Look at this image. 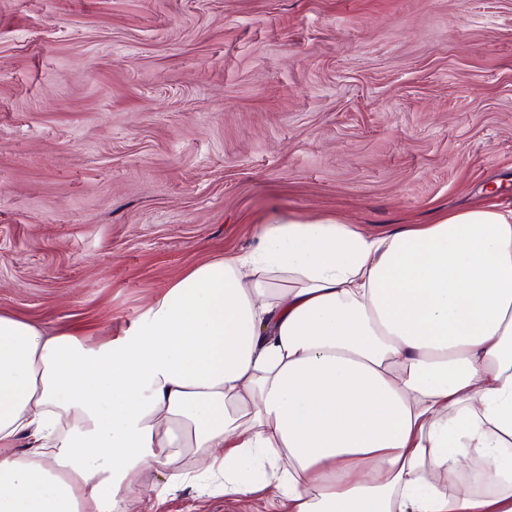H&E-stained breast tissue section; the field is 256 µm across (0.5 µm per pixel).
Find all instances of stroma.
I'll use <instances>...</instances> for the list:
<instances>
[{"label": "stroma", "mask_w": 512, "mask_h": 512, "mask_svg": "<svg viewBox=\"0 0 512 512\" xmlns=\"http://www.w3.org/2000/svg\"><path fill=\"white\" fill-rule=\"evenodd\" d=\"M489 197L512 207V0H0V310L50 332L124 335L262 224Z\"/></svg>", "instance_id": "stroma-1"}]
</instances>
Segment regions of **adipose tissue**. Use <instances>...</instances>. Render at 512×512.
Wrapping results in <instances>:
<instances>
[{
    "mask_svg": "<svg viewBox=\"0 0 512 512\" xmlns=\"http://www.w3.org/2000/svg\"><path fill=\"white\" fill-rule=\"evenodd\" d=\"M203 477L281 512H512V209L265 224L96 345L0 312V512Z\"/></svg>",
    "mask_w": 512,
    "mask_h": 512,
    "instance_id": "ef3b65f1",
    "label": "adipose tissue"
}]
</instances>
